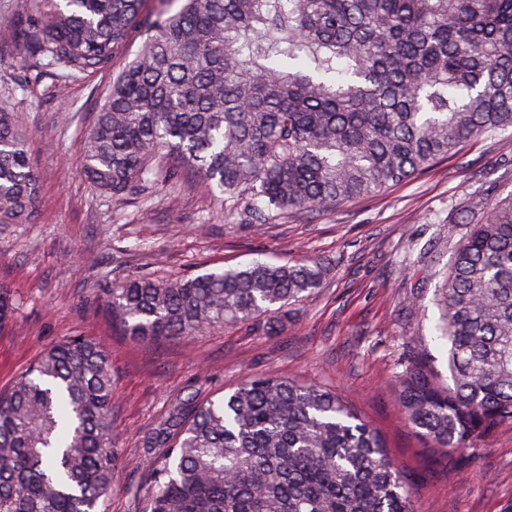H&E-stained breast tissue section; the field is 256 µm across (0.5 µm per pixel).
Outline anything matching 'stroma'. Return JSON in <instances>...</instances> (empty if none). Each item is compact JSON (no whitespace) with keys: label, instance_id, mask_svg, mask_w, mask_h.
Here are the masks:
<instances>
[{"label":"stroma","instance_id":"obj_1","mask_svg":"<svg viewBox=\"0 0 512 512\" xmlns=\"http://www.w3.org/2000/svg\"><path fill=\"white\" fill-rule=\"evenodd\" d=\"M112 82L108 72L47 76L20 88L0 82V107L20 113L40 182L30 224H0V282L18 307L0 330V389L48 347L86 336L107 349L114 379L119 470L106 512H143L142 437L168 401L208 397L248 373L304 379L336 392L382 436L415 490V512H512V423L442 452L406 420L397 361L421 344L439 373L447 348L434 331L435 286L403 278L405 257L445 270L456 243L447 221H476L489 201L512 198V131L462 146L413 179L308 217L262 227L217 213L213 197L186 183L133 201L101 193L83 174L84 139ZM317 258L331 270L267 333L245 325L189 338L140 342L114 330L99 288L127 274H201L256 259ZM419 307L402 308L410 291Z\"/></svg>","mask_w":512,"mask_h":512}]
</instances>
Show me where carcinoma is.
<instances>
[{
	"label": "carcinoma",
	"instance_id": "carcinoma-1",
	"mask_svg": "<svg viewBox=\"0 0 512 512\" xmlns=\"http://www.w3.org/2000/svg\"><path fill=\"white\" fill-rule=\"evenodd\" d=\"M83 172L114 198L195 179L250 224L372 197L512 129V0H24L0 44L29 78L110 69ZM38 175L22 121L0 110V223L36 213ZM406 277H437L402 265ZM316 261H252L197 275L116 278L97 295L141 340L229 326L275 328L318 288ZM452 383L413 345L399 362L410 424L462 452L512 423V199L456 244L436 289ZM15 302L0 285V328ZM112 370L71 336L0 393V512H105ZM144 512H413L412 486L380 436L336 393L250 373L216 399L172 402L145 437Z\"/></svg>",
	"mask_w": 512,
	"mask_h": 512
}]
</instances>
